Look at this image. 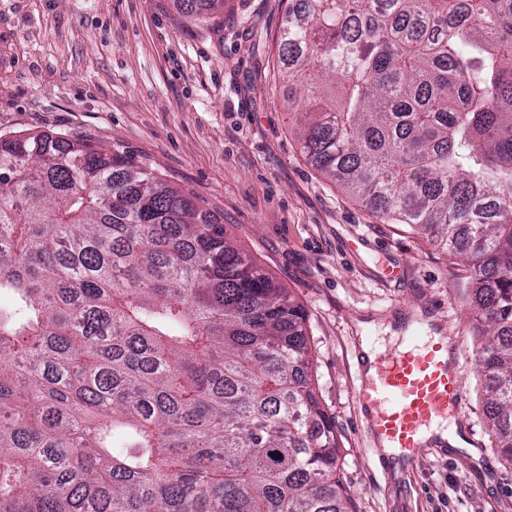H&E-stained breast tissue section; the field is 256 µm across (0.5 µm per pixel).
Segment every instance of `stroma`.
<instances>
[{"label":"stroma","mask_w":512,"mask_h":512,"mask_svg":"<svg viewBox=\"0 0 512 512\" xmlns=\"http://www.w3.org/2000/svg\"><path fill=\"white\" fill-rule=\"evenodd\" d=\"M288 0H226L196 23L173 0H0V138L40 131L111 145L191 195L294 293L357 512H512V462L483 411V318L466 269L305 161L278 78ZM431 319L453 347L467 449L380 469L356 398L359 333Z\"/></svg>","instance_id":"obj_1"}]
</instances>
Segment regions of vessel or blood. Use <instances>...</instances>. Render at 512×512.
Wrapping results in <instances>:
<instances>
[{"mask_svg":"<svg viewBox=\"0 0 512 512\" xmlns=\"http://www.w3.org/2000/svg\"><path fill=\"white\" fill-rule=\"evenodd\" d=\"M450 349L448 337L423 341L412 336L402 347L380 353L373 374L362 375L357 399L375 438L376 456L391 447L406 461H419L423 433L461 415L466 394Z\"/></svg>","mask_w":512,"mask_h":512,"instance_id":"b4317fda","label":"vessel or blood"}]
</instances>
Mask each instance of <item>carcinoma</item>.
Here are the masks:
<instances>
[{
	"label": "carcinoma",
	"instance_id": "cac0c4a2",
	"mask_svg": "<svg viewBox=\"0 0 512 512\" xmlns=\"http://www.w3.org/2000/svg\"><path fill=\"white\" fill-rule=\"evenodd\" d=\"M279 60L307 163L471 272L512 462V0H288ZM340 449L227 225L90 137L0 139V512H357Z\"/></svg>",
	"mask_w": 512,
	"mask_h": 512
}]
</instances>
